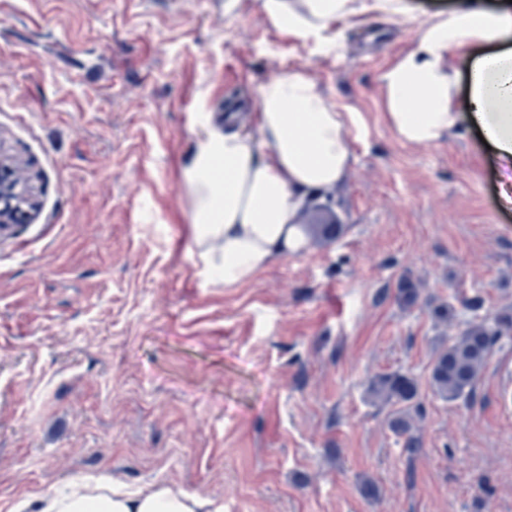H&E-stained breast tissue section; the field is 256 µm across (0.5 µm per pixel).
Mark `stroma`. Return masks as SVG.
<instances>
[{"instance_id":"obj_1","label":"stroma","mask_w":512,"mask_h":512,"mask_svg":"<svg viewBox=\"0 0 512 512\" xmlns=\"http://www.w3.org/2000/svg\"><path fill=\"white\" fill-rule=\"evenodd\" d=\"M404 2L405 25L339 22L336 57L273 28L262 0H0V150L37 204L0 230V512L98 478L224 512H512V331L468 401L429 384L443 341L512 312V208L475 127L419 146L387 121L380 73L455 0ZM288 68L364 135L300 214L308 250L226 286L182 174L204 129L256 111ZM393 371L419 383L414 451L368 396Z\"/></svg>"}]
</instances>
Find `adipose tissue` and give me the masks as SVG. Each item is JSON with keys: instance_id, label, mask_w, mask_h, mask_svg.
Instances as JSON below:
<instances>
[{"instance_id": "adipose-tissue-1", "label": "adipose tissue", "mask_w": 512, "mask_h": 512, "mask_svg": "<svg viewBox=\"0 0 512 512\" xmlns=\"http://www.w3.org/2000/svg\"><path fill=\"white\" fill-rule=\"evenodd\" d=\"M272 27L327 54L344 44L333 28L339 18H407L402 0H262ZM485 41L496 52L472 58L466 94L458 92L459 52ZM386 118L408 143L443 141L462 122L481 133L496 154L500 199L512 206V0L489 8L460 0L432 15L411 48L385 70ZM364 133L359 113L340 108L307 73L294 69L265 82L250 127L226 121L196 143L184 173L196 239L208 274L231 286L251 280L274 258L297 255L308 239L296 215L313 193L334 187ZM86 482L18 499L10 512H223L222 506L170 485L122 490Z\"/></svg>"}]
</instances>
